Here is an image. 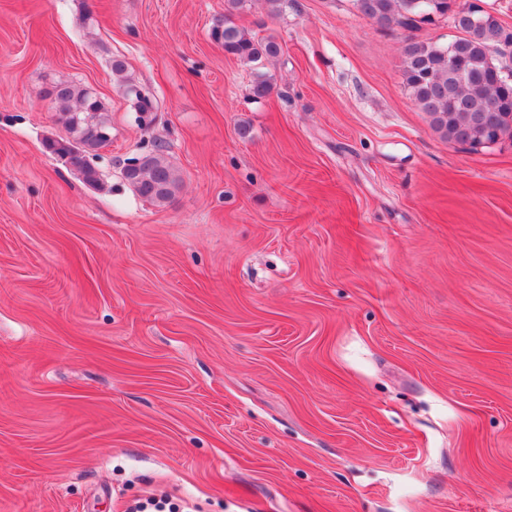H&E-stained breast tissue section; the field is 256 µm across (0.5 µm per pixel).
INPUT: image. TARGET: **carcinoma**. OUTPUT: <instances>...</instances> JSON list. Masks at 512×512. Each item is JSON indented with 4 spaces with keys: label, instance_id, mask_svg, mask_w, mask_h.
I'll return each instance as SVG.
<instances>
[{
    "label": "carcinoma",
    "instance_id": "cac0c4a2",
    "mask_svg": "<svg viewBox=\"0 0 512 512\" xmlns=\"http://www.w3.org/2000/svg\"><path fill=\"white\" fill-rule=\"evenodd\" d=\"M251 0H224V21L215 25L211 37L246 64L264 66L276 58L280 45L272 38H259L237 26L232 16L243 11ZM359 13L384 30L398 26L409 32L441 20L451 22L458 32L456 59L448 67V45L406 38L402 61V79L414 104L428 114L434 130L450 141L472 147L512 137V82L504 83L494 72L506 65L498 48L512 41V28L497 16L484 13L485 21L475 24L463 12H449L448 0H354ZM113 75L123 89L131 93L135 111L150 116L156 110L149 89L125 76V61L109 60ZM274 83L270 75L261 73L251 87V97L263 99L271 94ZM52 108L65 127L66 135L49 138L47 152L60 156L76 150L71 167L89 185H101L99 170L91 159L104 142L99 132H112L109 110L90 89L70 82H59L48 91ZM130 172L126 179L131 190L145 201L162 206L174 196L180 175L168 160L167 147L156 141L153 148L122 162Z\"/></svg>",
    "mask_w": 512,
    "mask_h": 512
}]
</instances>
